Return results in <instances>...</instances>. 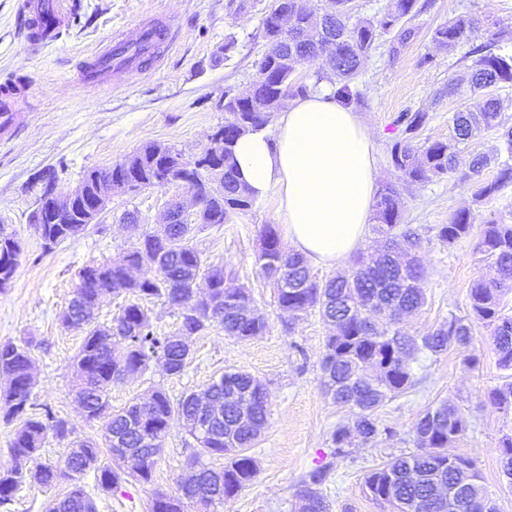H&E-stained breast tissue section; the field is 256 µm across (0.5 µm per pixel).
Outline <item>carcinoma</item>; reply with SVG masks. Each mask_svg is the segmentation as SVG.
<instances>
[{
    "label": "carcinoma",
    "mask_w": 512,
    "mask_h": 512,
    "mask_svg": "<svg viewBox=\"0 0 512 512\" xmlns=\"http://www.w3.org/2000/svg\"><path fill=\"white\" fill-rule=\"evenodd\" d=\"M429 7V0H392L377 19L356 15V0H326L324 11L308 7L304 0H272L263 19L268 49L257 63V76L245 93L224 99V124L213 134L221 135L220 154L209 157L219 171L193 181L194 200L201 208L197 224L179 220L183 204L169 208L166 223L146 235L119 263L89 265L78 273L79 283L60 315L68 330L84 333L73 363L75 398L88 422L101 424L104 445L79 441L57 464H34L51 434L62 441L69 437L68 422L52 408L34 401L32 341L22 345L0 344V374L9 385L0 393L3 420L16 423L9 455L10 466L0 467V506L13 500L25 481L43 487L72 483L68 493L51 501L47 512H95V504L76 476L93 471L102 490L112 492L135 480L152 482V473L173 416H178L203 453L224 457V467L215 470L194 458V474L178 487V495L156 491L151 512H183V501L200 512H213L234 497L256 475L257 460L248 454L268 423L269 395L264 385L243 371L224 373L202 393H190L172 403L166 392L155 388L128 406L112 409L109 393L134 374L144 372L153 359L162 362L169 376L183 374L192 361L183 340L219 326L239 341L261 336L266 323L247 305L254 303L251 290L235 286L232 270L222 264H207L192 245L196 229L222 226L249 209L254 199L237 176L233 148L243 134L266 126L269 114L281 110L289 100L307 95L312 85L295 77L302 59L321 61L316 81L336 86V96L349 106L363 102L353 84L363 59L390 37L389 53L412 40L417 32L408 20ZM479 19L459 15L433 31L432 39L453 50L468 42L479 29ZM512 36L494 32L487 42L468 51L472 58L467 78L448 81V95L465 98L467 92L485 91L477 112L462 109L453 114L448 141L420 144L419 131L427 113L418 109L400 113L395 125L399 137L389 147L391 166L406 185L428 182L456 171L459 145L478 129L503 126L500 100L493 89L512 85ZM508 159L498 164L495 179L483 182L475 200L491 199L512 184V127L504 133ZM149 144L127 157V161L95 168L85 174V187L110 185L118 179L135 180L150 187L164 174L187 179L191 173L177 168L179 152L170 146L159 153ZM57 170L34 177L38 205L47 206L61 192ZM87 201L60 215L55 224L42 225L43 249L50 251L74 238L87 226ZM377 231L389 238V246L368 263L355 262L352 271L340 277L320 279L308 260L283 245L270 224L259 232L256 264L274 288L278 307L300 316L318 310L335 328L328 337L320 363L321 384L337 406L346 409L348 421L330 434L334 454L345 456L353 443L371 444L382 434L378 410L417 383L414 363L418 356L439 357L451 346H474L473 323L490 331V352L501 383L489 392V400L500 409H512V316L505 313L504 298L512 293V223L506 217L482 225L479 248L497 268V277L478 280L470 288L468 314H448V319L422 336H410L399 325V315H412L426 304L425 289L416 286L427 271L420 257V234L401 226L398 187L387 182L375 200ZM473 228L471 212L461 210L450 222L437 228L441 243L453 247ZM21 246L0 227V292L7 288L20 264ZM153 269L149 278L138 279L131 270ZM206 269L209 302L193 301V289L201 269ZM121 293L158 298L178 311L179 327L170 334L154 331L148 310L138 302L121 307L109 326L98 321L101 298ZM468 429L462 407L442 401L427 409L414 422L411 433L415 451L395 456L365 477L367 494L386 512H442L444 503L431 500L433 488L441 485L455 495L456 512H497L479 499L486 497L481 476L470 458L448 453V447ZM125 468L102 464L101 447ZM503 476L512 484V434L499 443ZM329 475L325 466L313 469L301 480L298 512H327L320 492Z\"/></svg>",
    "instance_id": "obj_1"
}]
</instances>
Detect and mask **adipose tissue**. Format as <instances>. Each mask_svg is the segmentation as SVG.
Here are the masks:
<instances>
[{
  "instance_id": "1",
  "label": "adipose tissue",
  "mask_w": 512,
  "mask_h": 512,
  "mask_svg": "<svg viewBox=\"0 0 512 512\" xmlns=\"http://www.w3.org/2000/svg\"><path fill=\"white\" fill-rule=\"evenodd\" d=\"M234 160L254 199L274 198L290 247L329 267L364 247L379 155L368 126L333 89L290 100L271 128L238 138Z\"/></svg>"
}]
</instances>
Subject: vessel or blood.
<instances>
[{
  "instance_id": "b4317fda",
  "label": "vessel or blood",
  "mask_w": 512,
  "mask_h": 512,
  "mask_svg": "<svg viewBox=\"0 0 512 512\" xmlns=\"http://www.w3.org/2000/svg\"><path fill=\"white\" fill-rule=\"evenodd\" d=\"M70 14L60 0H23L22 30L29 42L40 46L55 43L67 28ZM178 29L166 18L142 20L115 34L80 68V82L90 91L108 84L113 72L135 70L142 63L160 62L166 49L175 41ZM22 83L0 86V138L12 134L17 111L14 102L23 97Z\"/></svg>"
}]
</instances>
